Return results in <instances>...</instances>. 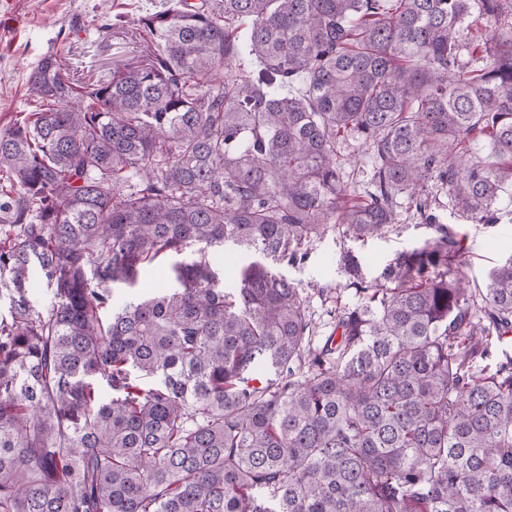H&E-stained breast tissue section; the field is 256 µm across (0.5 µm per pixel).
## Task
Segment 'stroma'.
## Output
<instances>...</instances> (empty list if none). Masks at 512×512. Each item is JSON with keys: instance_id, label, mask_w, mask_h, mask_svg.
Wrapping results in <instances>:
<instances>
[{"instance_id": "stroma-1", "label": "stroma", "mask_w": 512, "mask_h": 512, "mask_svg": "<svg viewBox=\"0 0 512 512\" xmlns=\"http://www.w3.org/2000/svg\"><path fill=\"white\" fill-rule=\"evenodd\" d=\"M169 0H0V127L11 124L34 104L28 95L30 70L47 56L57 57L77 83L110 74L141 55L138 16L164 8ZM111 24L109 37L99 27ZM338 160L357 193L369 188L372 159L364 145L339 141ZM441 223L450 225L465 244L463 271L473 290L484 289L491 270L512 257V190L498 204V221L476 224L440 205ZM426 230L413 210L401 208L395 227L378 237L358 240L341 232L303 243L295 261L270 262L271 271L308 293L318 335L332 331L336 305L355 301L348 290L347 256H354L370 283L402 251L424 239Z\"/></svg>"}]
</instances>
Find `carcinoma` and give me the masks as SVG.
<instances>
[{
	"label": "carcinoma",
	"mask_w": 512,
	"mask_h": 512,
	"mask_svg": "<svg viewBox=\"0 0 512 512\" xmlns=\"http://www.w3.org/2000/svg\"><path fill=\"white\" fill-rule=\"evenodd\" d=\"M475 11L499 26L464 43ZM138 23L144 60L78 86L48 56L37 110L0 127V512H512V358L472 366L512 333V257L473 293L427 192L493 224L512 186V0H176ZM404 200L422 244L316 335L264 260L378 236ZM229 244L253 260L224 289ZM167 256L175 290L106 316ZM337 151V159L342 164L346 179L357 193L363 195L369 189L372 174V159L367 148L351 137H346L339 140ZM25 289L26 299L37 308H48L55 301L53 286L40 274L34 275Z\"/></svg>",
	"instance_id": "carcinoma-1"
}]
</instances>
